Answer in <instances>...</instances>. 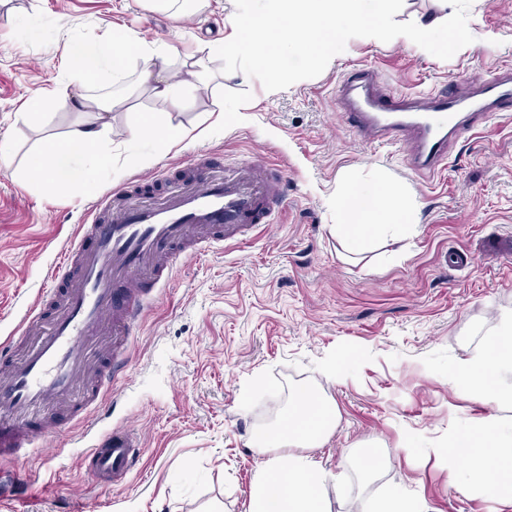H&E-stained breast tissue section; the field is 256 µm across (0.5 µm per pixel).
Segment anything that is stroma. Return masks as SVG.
<instances>
[{"label":"stroma","instance_id":"35a3bbf8","mask_svg":"<svg viewBox=\"0 0 512 512\" xmlns=\"http://www.w3.org/2000/svg\"><path fill=\"white\" fill-rule=\"evenodd\" d=\"M232 10L231 0H188L178 17L143 0H0V138L12 140L14 166L44 134L95 122L94 109L80 106L86 97L115 102L110 140L95 149L103 190L161 170L179 179L201 154L227 165L262 154L287 178L278 223L175 265L130 340L109 415L89 431L54 406L57 428L42 447L0 459V512H250L256 470L270 457L252 447L251 433L285 416L289 390L301 385L339 413L334 433L308 451L326 473L331 512H377L393 491L422 512H512L490 487L464 486L439 454L490 416L512 431V397L485 400L453 375L512 311V112L468 133L427 180L397 146L362 145L334 99L339 81L364 64L394 92L461 91L512 67V0H400L399 24L452 16L454 31L434 34L447 49L420 52L353 30L339 56L306 66L276 93L247 56L207 58L216 93L190 96L180 112L138 88V56L116 78L71 83L60 71L73 40L114 29L167 43L179 77L197 43L230 34ZM44 90L52 98L27 114L25 102ZM145 113L187 137L130 147ZM378 180L416 205V230L343 261L335 199L350 183ZM94 201L0 169V338L51 288L50 272ZM328 359L341 381L319 374ZM119 425L139 431L141 455L123 484L95 485L83 451L93 433Z\"/></svg>","mask_w":512,"mask_h":512}]
</instances>
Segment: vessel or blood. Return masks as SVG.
<instances>
[{"label": "vessel or blood", "instance_id": "vessel-or-blood-1", "mask_svg": "<svg viewBox=\"0 0 512 512\" xmlns=\"http://www.w3.org/2000/svg\"><path fill=\"white\" fill-rule=\"evenodd\" d=\"M345 121L367 142L403 147L413 174L431 178L450 148L502 109H512V69L498 71L466 96L388 93L364 65L337 90ZM175 185L155 195L134 187L105 193L86 224L69 237L51 272L54 288L29 310L23 326L0 341V457L41 447L50 404L74 402V417L102 406L128 359L124 342L177 261L202 244L235 241L275 223L285 197L281 181L258 158L227 167L197 156ZM135 433L115 427L86 449L94 482H124L137 459Z\"/></svg>", "mask_w": 512, "mask_h": 512}]
</instances>
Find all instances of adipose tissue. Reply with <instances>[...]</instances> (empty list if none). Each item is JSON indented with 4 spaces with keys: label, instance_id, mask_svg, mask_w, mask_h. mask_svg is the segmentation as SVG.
Masks as SVG:
<instances>
[{
    "label": "adipose tissue",
    "instance_id": "ef3b65f1",
    "mask_svg": "<svg viewBox=\"0 0 512 512\" xmlns=\"http://www.w3.org/2000/svg\"><path fill=\"white\" fill-rule=\"evenodd\" d=\"M395 9V0H264L259 11L231 14V35L203 44L202 50L210 57L244 53L269 62L284 54L332 59L354 28L379 41L402 42L421 51L431 48L435 22L398 27L390 20ZM133 41V36L112 32L94 41L73 42L65 64L71 80L88 81L105 69L123 75L129 64L127 47ZM169 55L163 43H142L144 69L139 84L178 110L183 105L179 85L202 92L208 90L209 81L199 58L186 64L181 83L169 81L163 75ZM109 132L105 124H79L63 135L46 137L30 156L27 175L38 176L50 187L76 184L94 192L99 181L89 154ZM336 206V232L345 259L364 255L384 236L396 241L406 238L417 222L399 190L385 182L351 185ZM453 372L480 395L512 394V315L502 318L496 339L483 355L460 359ZM336 423L330 402L311 406L304 387L290 393L287 416L275 427L256 429L251 437L255 448L293 450L287 464L270 459L258 469L251 512H330L324 480L307 451L322 444ZM446 455L449 464L463 465L471 482L491 477L493 489L512 501V433H504L495 418L453 438Z\"/></svg>",
    "mask_w": 512,
    "mask_h": 512
}]
</instances>
